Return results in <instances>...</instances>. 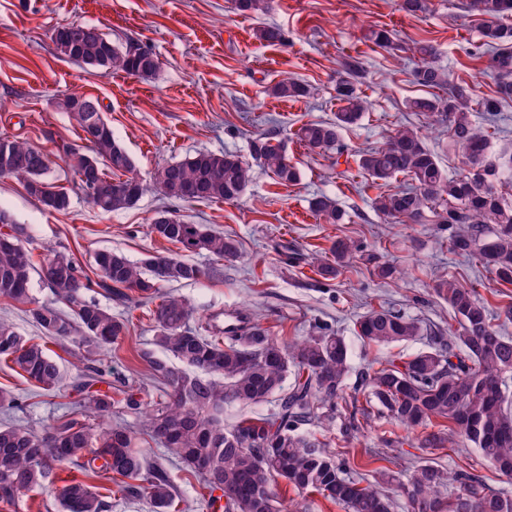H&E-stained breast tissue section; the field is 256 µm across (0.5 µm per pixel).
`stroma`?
<instances>
[{"mask_svg": "<svg viewBox=\"0 0 512 512\" xmlns=\"http://www.w3.org/2000/svg\"><path fill=\"white\" fill-rule=\"evenodd\" d=\"M469 3L428 0L427 12L414 17L400 10L399 0H269L265 15L246 17L237 13L234 0H0V137L19 138L42 149L54 177L71 195L67 210L48 211L18 181L0 178V207L24 228L23 241L34 263H42L51 252H66L90 275L101 251L122 253L135 263L152 253H175L174 245L149 232L150 220L160 210L236 235L241 243L238 257L218 261L205 253L191 255L205 277L196 283L158 282L159 294L184 299L195 322L243 311L283 342L321 327L334 331L348 346V385L356 387L360 373L369 371L373 361L429 347L425 335L365 345L355 324L370 307L395 308L442 332L457 328L453 312L434 293L436 280L448 274L476 289L491 305L512 303V286L498 284L477 260L449 253L444 225L395 224L379 217L373 199L407 179L375 182L357 163L359 152L383 146L392 131L405 124L422 130L448 174L462 169L463 154L449 145L445 128L429 115L411 111L408 103L432 94L413 77L420 62L414 51L418 42L435 46L451 81L466 80L480 97L495 94L496 76L479 54L481 21ZM68 23L96 27L120 45L132 41L147 47L160 67L152 77L141 79L123 72L106 74L60 57L51 34ZM263 25L281 28L284 43L259 40L256 31ZM377 27L393 30V47L383 49L368 40L369 30ZM349 56L363 63L358 89L367 108L358 124L342 130L340 151L309 148L295 133L307 122L334 118L339 107L336 82ZM286 78L312 85L313 97H276L274 85ZM71 93L99 100L115 137L144 180H151L161 166L199 151L249 158V142L259 134L281 142L302 178L282 186L258 167L247 191L234 203L173 200L154 188L131 208L100 213L78 191L76 175L59 151L63 144L88 149L78 125L61 107ZM317 194L336 200L346 213L344 223L316 218L309 202ZM340 237L361 242L367 252L394 263L398 276L380 279L371 264L357 258L328 281L308 265H286L279 249L287 243L304 253L326 250ZM128 297L119 304L99 292L90 293V300L127 318L129 332L85 361L76 359L72 342L45 340L63 376L56 393L43 394L1 363L0 389L19 394L24 403L0 413V423L42 432L72 411L80 398L76 386L89 373L96 389L111 392L114 399L132 393L147 403L159 401L161 387L140 357L154 347L156 303L134 291ZM109 422L130 429L147 464L168 472L185 512H221L218 504L203 497L198 477L144 434L139 414L118 407ZM305 430L330 452L353 453L352 475L358 479H373L379 471L407 473L425 463L445 469L460 465L475 469L491 490L512 493V478L487 463L477 448L458 442L438 449L419 447L418 431L384 415L352 434L337 423H312ZM396 437L400 445L387 447V440ZM76 474L69 467L57 470L52 483L0 512H60L58 492Z\"/></svg>", "mask_w": 512, "mask_h": 512, "instance_id": "obj_1", "label": "stroma"}]
</instances>
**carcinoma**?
<instances>
[{
	"label": "carcinoma",
	"instance_id": "1",
	"mask_svg": "<svg viewBox=\"0 0 512 512\" xmlns=\"http://www.w3.org/2000/svg\"><path fill=\"white\" fill-rule=\"evenodd\" d=\"M473 6L482 17L489 68L499 79L497 96L482 99L480 106L494 116L501 101L512 98V27L498 23L512 13V0H473ZM235 9L262 15L267 0H235ZM257 34L271 44L285 40L276 26L264 25ZM52 40L63 57L106 73L122 71L147 78L160 65L158 57L140 45H117L98 28L80 23L57 27ZM416 51L421 56V65L413 72L416 83L431 89L446 86L448 97L416 98L409 108L434 113L448 125V138L464 153V169L448 176L426 148L421 132L403 125L384 147L359 154L358 167L375 180L398 175L410 179L408 186L376 197L372 208L399 223L430 220L447 225L450 253L477 259L496 281L512 285V200L501 193L503 184H512V150L493 151L494 133L471 119L473 86L448 80L431 43L417 44ZM343 72L336 84V99L342 106L335 118L305 123L296 132L311 148L339 149L340 131L356 124L364 111L365 101L357 89L363 77L360 62L345 60ZM273 93L297 99L313 95L314 88L283 80L274 85ZM93 105L100 103L75 93L62 102L91 147V157L98 164L93 180L105 193L91 196L81 177L78 189L103 213L130 208L149 186L138 178L132 189L125 188L134 162L110 125H91L94 113L88 108ZM249 152L275 183L287 186L300 181V170L269 136L254 137ZM0 177L19 181L45 210L62 211L71 204L68 189L50 179L47 155L26 141L0 138ZM252 179V165L240 156L200 151L159 168L154 186L170 199H183L185 190L190 201L232 203ZM311 210L326 224L343 223L345 212L325 195L312 199ZM3 216L10 218L13 235L10 244H0V300L30 301L32 273H38L70 315L49 304L37 305L29 313L44 336L81 346L80 359L95 348L119 342L128 332L124 319L87 299L88 291L100 288L122 300L126 291L134 289L150 298L158 281L197 282L205 275L184 254L205 252L224 260L239 252L232 237L160 211L152 218L150 232L177 246L180 253L149 255L134 263L119 252L103 251L95 257L96 278L92 279L62 252L35 268L23 244L24 229L8 210L0 208ZM360 249L350 239L334 241L327 255L315 251L304 256L288 250L286 244L281 246L286 262L304 260L325 279L336 278ZM435 293L458 317L459 329L448 343L433 341L429 349L407 358L378 362L351 394L347 392L348 347L335 333L321 330L285 345L253 325L226 339L211 334L208 324L189 326L191 313L185 300L167 295L153 312L155 345L177 363L143 352L153 378L163 385L164 399L148 408L129 394L125 405L142 415L145 434L152 441L199 476L206 489L221 492L224 512H277L272 487L279 479L299 492L320 493L343 505L346 512H391L392 500L380 488L382 481L397 484L409 512H512V494L489 490L473 469L446 471L424 464L414 467L405 481L382 472L377 480L363 484L347 476L348 457L332 454L316 436L300 432L310 422L331 425L340 417L345 427L357 429L377 411L406 427L432 428L420 439L423 448H443L456 436L478 448L501 474L512 477V398L507 394L512 337L493 324L500 319L512 321V304L493 310L475 289L453 276L439 279ZM356 334L365 344L380 346L422 336L424 327L399 310L372 308L359 317ZM0 359L47 394L61 386L60 368L45 347L23 339L2 319ZM81 392L76 415L41 434L0 425V502L14 503L45 485L55 470L72 464L86 476L105 472L122 477L116 483L118 491L146 498L151 512H176V495L166 472L147 465L142 453L132 447L128 428L108 422L112 398L92 389L90 383L82 385ZM274 397L278 406L272 417L224 425V407L260 404ZM445 485L446 501L439 496ZM58 498L62 512H107L108 508L106 496L76 478L61 488Z\"/></svg>",
	"mask_w": 512,
	"mask_h": 512
}]
</instances>
